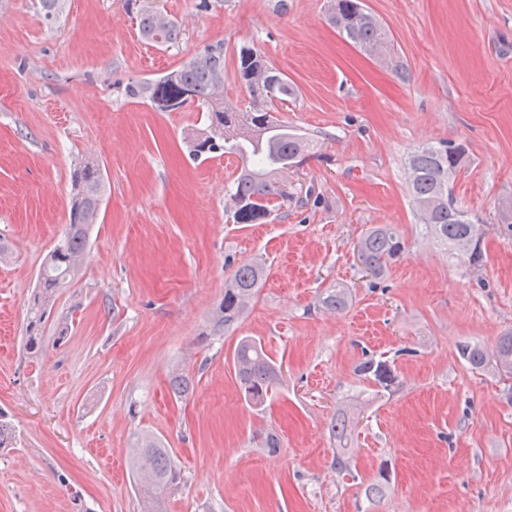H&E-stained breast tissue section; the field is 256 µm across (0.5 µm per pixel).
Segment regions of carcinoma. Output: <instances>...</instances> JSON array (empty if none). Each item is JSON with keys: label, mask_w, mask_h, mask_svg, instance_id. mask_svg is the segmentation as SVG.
<instances>
[{"label": "carcinoma", "mask_w": 512, "mask_h": 512, "mask_svg": "<svg viewBox=\"0 0 512 512\" xmlns=\"http://www.w3.org/2000/svg\"><path fill=\"white\" fill-rule=\"evenodd\" d=\"M43 17L53 25L64 7V0H40ZM125 6L137 22L140 37L147 43L169 48L178 43L182 31L173 18L164 14L155 0H125ZM329 22L349 43L367 54L383 53L387 31L361 0H331ZM237 80L247 91L249 104L244 109L224 102V43L204 48L188 63L165 72L155 79L131 83L126 96L172 112L195 100L206 107L202 128L188 137L190 154L206 160L217 154L236 156L242 164L233 181L230 214L235 224H258L288 205L290 194L284 189L283 175L302 162L315 147L306 136L274 117V112L290 100H296L294 85L274 67L254 45L243 43L236 49ZM465 149L452 140L417 147L407 156V179L413 205L426 234L442 246L448 257L477 269L485 262L482 237H473L478 225L452 196V184L465 167ZM72 196L69 222L64 234L47 257L39 277L25 328V349L37 354L43 349L39 328L57 292L77 277L87 254L89 236L97 223L106 193L99 165L81 163L71 174ZM408 244L391 224L368 228L358 240V259L364 271L376 281L387 275L393 265L403 260ZM267 275L262 262L239 266L224 286V299L212 316L213 330L229 331L247 314ZM350 290L336 286L324 292L319 306L343 311L350 303ZM459 353L473 369H493L500 377L512 379V331L500 336L493 349L465 342ZM235 375L245 400L261 407L279 379V367L267 354L262 342L252 336L241 337L234 349ZM361 381L389 391L398 381L389 360L369 357L355 368ZM175 396L187 395L191 378L174 372L170 379ZM353 424L340 412L332 432L339 444L348 445ZM16 444L15 429L0 412V450ZM129 467L143 502V512H166L165 504L181 483V470L164 443L147 433L137 435L129 457Z\"/></svg>", "instance_id": "carcinoma-1"}]
</instances>
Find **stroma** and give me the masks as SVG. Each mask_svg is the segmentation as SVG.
Segmentation results:
<instances>
[{"mask_svg":"<svg viewBox=\"0 0 512 512\" xmlns=\"http://www.w3.org/2000/svg\"><path fill=\"white\" fill-rule=\"evenodd\" d=\"M198 2L161 0L183 30L162 49L140 39L124 0H68L51 26L38 0H0V236L13 245L0 264V411L17 431L0 451V512H76L59 472L86 512H140L128 450L141 432L182 472L167 512H512V402L457 351L512 330V239L497 226L512 203V0H363L405 83L328 24L329 0H288L283 13L272 0ZM217 41L225 101L247 103L234 77L244 42L297 89L279 118L317 154L288 173L287 217L226 215L237 159L200 162L185 144L202 105L161 112L124 94ZM442 139L469 155L453 195L484 226L478 271L424 238L412 207L406 155ZM84 161L106 180L100 219L29 355L28 304ZM378 224L398 226L409 253L373 286L355 245ZM255 259L268 267L257 298L235 332L214 333L226 281ZM339 283L352 304L318 308ZM242 336L281 365L261 411L235 377ZM371 356L393 361L392 390L356 376ZM176 368L193 381L181 398ZM341 410L356 420L348 476L332 466ZM382 470L390 485L368 500Z\"/></svg>","mask_w":512,"mask_h":512,"instance_id":"obj_1","label":"stroma"}]
</instances>
